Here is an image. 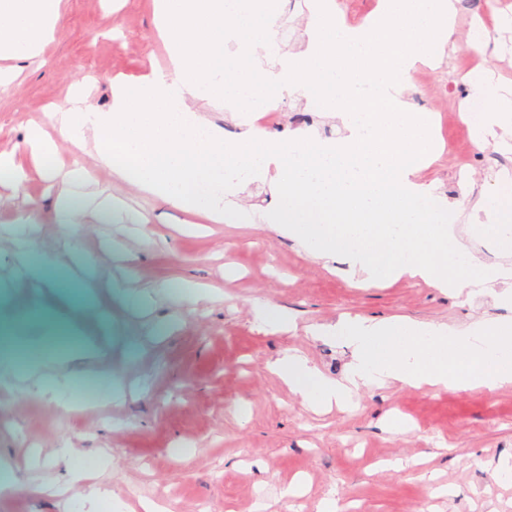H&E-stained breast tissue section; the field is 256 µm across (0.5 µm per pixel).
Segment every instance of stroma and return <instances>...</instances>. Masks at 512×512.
<instances>
[{"mask_svg": "<svg viewBox=\"0 0 512 512\" xmlns=\"http://www.w3.org/2000/svg\"><path fill=\"white\" fill-rule=\"evenodd\" d=\"M311 3L275 0L288 37L276 40L273 53H258L259 68L306 47ZM63 4L41 59L17 60L20 78L0 87V150L22 149L29 125L47 123L49 109L76 92L105 111L113 76L134 80L167 63L153 0ZM483 12L490 16L484 30L500 51L475 62L512 85V0H470L435 67L411 87V101L431 115L443 146L422 177L451 202L461 183L476 199L491 177L512 173V136L477 147L461 113L474 95L454 59L467 51L472 22ZM276 105L250 113L268 135L345 133L302 93H282ZM84 162L96 184L78 191L87 211L71 228L54 219L57 184L34 172L23 191L0 186V280L16 264L14 223L34 211L38 221L29 230L39 253L54 258L56 282L37 298L21 285L0 290V351L18 344L29 352L18 378L0 379V460L12 462L18 479L16 489L0 491V512H85L93 484L109 490L112 512H143L144 497L167 500L170 512H255L261 499L267 512H292L297 504L319 512L326 498L359 512H512V481L495 476L499 458L512 454V385L489 394L394 383L361 389L356 411L316 413L267 368L295 352L325 376L342 377L351 348L308 328L346 314L463 326L512 321L511 305L407 276L357 287L346 262L313 259L277 228L213 224L193 231L199 216L137 192L92 157ZM99 187L143 216L144 233L90 208ZM228 264L235 279L224 276ZM186 281L209 288V297L181 294ZM64 301L79 310L80 326L63 339L54 310ZM259 302L286 308L294 328L260 326ZM57 363L66 380L60 400L25 376ZM183 442L185 457L172 462L171 449ZM72 465L88 480H66ZM296 479L303 495L282 496ZM436 486L446 495H432Z\"/></svg>", "mask_w": 512, "mask_h": 512, "instance_id": "stroma-1", "label": "stroma"}]
</instances>
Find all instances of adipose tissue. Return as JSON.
Segmentation results:
<instances>
[{"label":"adipose tissue","instance_id":"adipose-tissue-1","mask_svg":"<svg viewBox=\"0 0 512 512\" xmlns=\"http://www.w3.org/2000/svg\"><path fill=\"white\" fill-rule=\"evenodd\" d=\"M61 2L0 0V58L38 57L54 38ZM158 11L168 68L135 82L114 77L109 111L80 99L50 112L49 127L27 129L25 151L63 185L55 203L58 223H79L69 188L92 181L80 163L55 164L61 140L137 191L216 224L253 223L252 210L234 197L273 171L278 204L258 219L284 228L313 258L347 260L360 287L407 275L454 294L512 304V224H473L468 238L455 234L453 210L418 178L436 152L431 120L406 111L400 99L416 63L450 39L452 0H384L380 17L365 28L344 27L337 0H315L305 51L276 74L250 65L253 51L273 39L268 0H158ZM229 39L238 46L233 58L224 54ZM464 80L488 102L467 117L478 145L511 136L512 94L500 93L481 68ZM272 87L308 94L314 106L346 124L348 135L323 141L309 133L276 138L251 129L229 143L198 108L202 101L227 100L242 111L269 102ZM472 239L488 241L500 263L484 264L468 245ZM12 245L21 259L18 281L46 280L49 262L34 260L26 227L15 230ZM309 332L353 347L341 379L326 377L297 354L270 362L314 410L349 407L368 385L490 393L512 383V322L479 319L451 327L399 316H345Z\"/></svg>","mask_w":512,"mask_h":512}]
</instances>
